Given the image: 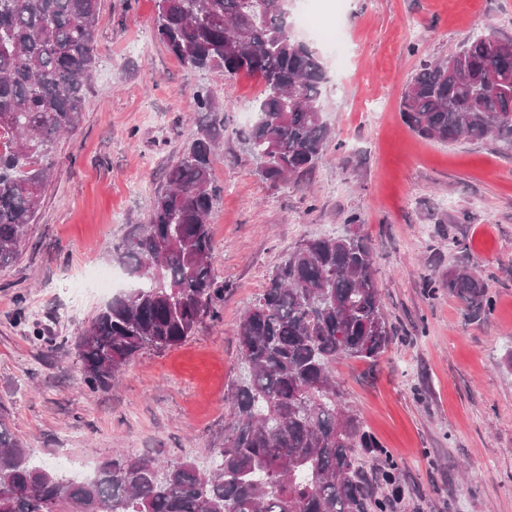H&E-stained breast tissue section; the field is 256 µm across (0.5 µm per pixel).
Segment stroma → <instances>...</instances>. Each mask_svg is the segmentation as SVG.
<instances>
[{"instance_id":"stroma-1","label":"stroma","mask_w":512,"mask_h":512,"mask_svg":"<svg viewBox=\"0 0 512 512\" xmlns=\"http://www.w3.org/2000/svg\"><path fill=\"white\" fill-rule=\"evenodd\" d=\"M308 6L293 0V32L324 62L331 137L310 172L271 181L241 138L260 80L186 71L156 37V0H101L81 122L57 140L36 221L0 271V415L47 465L64 452L93 467L119 454L208 466L241 372V313L298 240L352 230L374 251L392 331L376 364L335 369L379 442L358 451L368 480L388 512H512V153L421 138L399 110L422 63L489 26L512 39V0H342L343 61L304 26ZM199 87L227 127L209 219L224 292L183 344L87 389L74 380L76 341L113 293L82 282L93 268L123 276L113 244L146 222L166 168L213 119L195 105ZM454 265L485 280L491 315L426 294L423 276Z\"/></svg>"}]
</instances>
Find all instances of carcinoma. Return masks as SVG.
Returning <instances> with one entry per match:
<instances>
[{
	"instance_id": "cac0c4a2",
	"label": "carcinoma",
	"mask_w": 512,
	"mask_h": 512,
	"mask_svg": "<svg viewBox=\"0 0 512 512\" xmlns=\"http://www.w3.org/2000/svg\"><path fill=\"white\" fill-rule=\"evenodd\" d=\"M253 0H158L156 35L190 71L258 76L264 97L245 135L263 177L305 173L323 157L330 130L321 105L327 72L295 44L281 7ZM100 0H0V270L12 266L55 167L54 143L79 125L97 63ZM252 19L253 42L233 26ZM400 112L418 136L444 143L492 139L512 152V39L491 28L447 58L420 66ZM224 120L201 129L167 172L147 222L112 246L134 286L84 327L78 377L109 387L147 350L192 336L223 293L212 268L209 215L217 197L212 160ZM474 318L493 311L472 269L429 277ZM236 338L244 373L231 390L230 422L207 469L187 461L119 456L76 480L37 465L0 417V512H385L357 449L378 448L344 403L336 360L374 362L391 344L374 252L357 233L301 240L274 267L242 313Z\"/></svg>"
}]
</instances>
